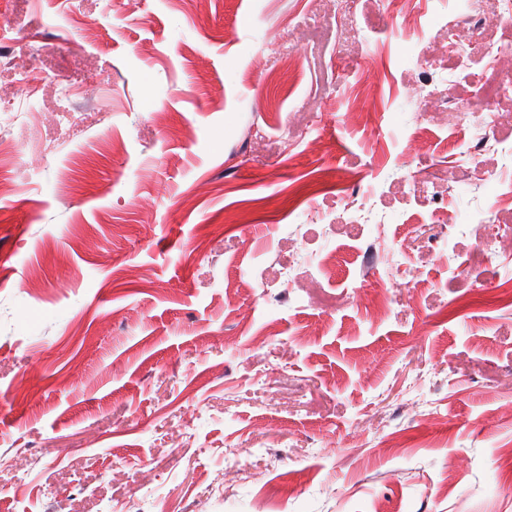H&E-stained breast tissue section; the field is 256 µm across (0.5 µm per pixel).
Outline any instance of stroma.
<instances>
[{
	"instance_id": "obj_1",
	"label": "stroma",
	"mask_w": 512,
	"mask_h": 512,
	"mask_svg": "<svg viewBox=\"0 0 512 512\" xmlns=\"http://www.w3.org/2000/svg\"><path fill=\"white\" fill-rule=\"evenodd\" d=\"M76 4L0 0V512H512L505 0ZM25 104L24 99H10L7 101H0V161H2V154L10 156V144L5 136L2 135V128L4 126L13 125L14 119L24 114L26 118H34L33 112H16L21 110V103ZM26 106V104H25Z\"/></svg>"
}]
</instances>
